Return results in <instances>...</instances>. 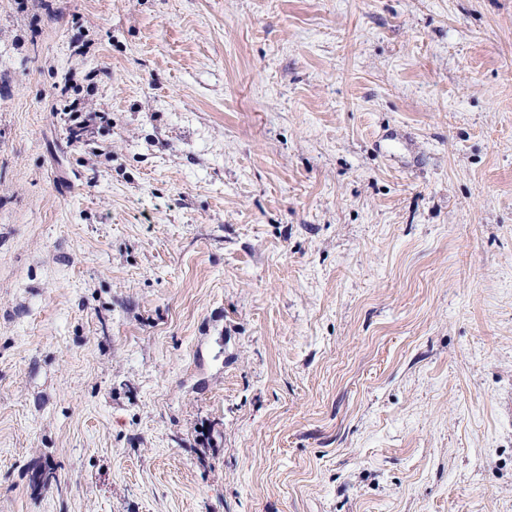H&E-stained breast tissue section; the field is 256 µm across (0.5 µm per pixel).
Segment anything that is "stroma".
Segmentation results:
<instances>
[{"label": "stroma", "instance_id": "stroma-1", "mask_svg": "<svg viewBox=\"0 0 512 512\" xmlns=\"http://www.w3.org/2000/svg\"><path fill=\"white\" fill-rule=\"evenodd\" d=\"M0 512H512V0H0Z\"/></svg>", "mask_w": 512, "mask_h": 512}]
</instances>
